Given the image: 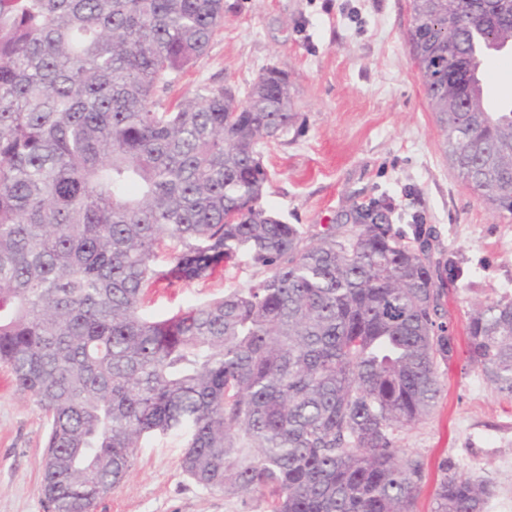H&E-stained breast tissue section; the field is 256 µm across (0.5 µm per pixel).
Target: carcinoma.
I'll return each mask as SVG.
<instances>
[{"instance_id": "cac0c4a2", "label": "carcinoma", "mask_w": 512, "mask_h": 512, "mask_svg": "<svg viewBox=\"0 0 512 512\" xmlns=\"http://www.w3.org/2000/svg\"><path fill=\"white\" fill-rule=\"evenodd\" d=\"M417 78L453 168L512 214V110L474 92L512 48V0H411ZM224 0H0V364L47 418L50 512H94L150 440L184 439L197 484L271 512H414L399 436L454 356L428 235L367 210L309 239L262 204L259 147L294 126L259 76L165 103ZM264 276L172 316L145 290ZM467 358L512 399V298L475 306ZM433 512H484L446 463Z\"/></svg>"}]
</instances>
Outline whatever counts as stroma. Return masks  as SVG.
<instances>
[{"mask_svg":"<svg viewBox=\"0 0 512 512\" xmlns=\"http://www.w3.org/2000/svg\"><path fill=\"white\" fill-rule=\"evenodd\" d=\"M410 0H224V22L209 47L166 94L201 84L244 95L270 66L287 73L294 127L262 148L269 173L262 202L282 221L315 234L353 224L358 209L384 213L397 230L422 217L431 258L459 261L463 275L443 288L456 355L439 367L441 394L428 419L401 435L423 479L415 512H432L444 461L490 481L485 512H512V401L470 365L465 326L474 304L512 297V214L493 210L448 163L445 138L410 54ZM245 262L227 264L204 285L149 288L144 310L166 317L262 278ZM43 412L0 365V512H47L40 461ZM180 437L141 449L96 512H269L262 499L208 490L181 468Z\"/></svg>","mask_w":512,"mask_h":512,"instance_id":"35a3bbf8","label":"stroma"}]
</instances>
